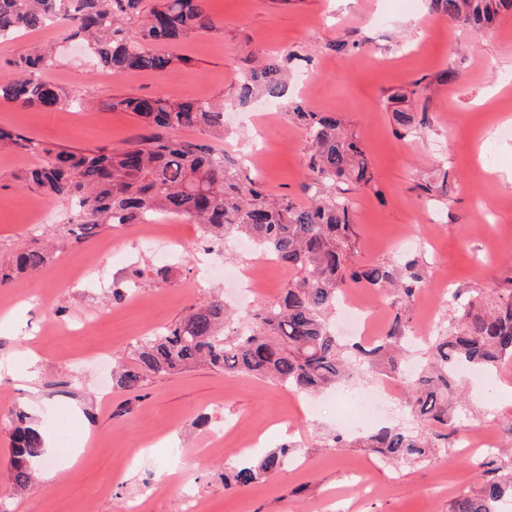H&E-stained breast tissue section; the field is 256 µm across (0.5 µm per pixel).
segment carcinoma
Returning <instances> with one entry per match:
<instances>
[{
  "label": "carcinoma",
  "mask_w": 512,
  "mask_h": 512,
  "mask_svg": "<svg viewBox=\"0 0 512 512\" xmlns=\"http://www.w3.org/2000/svg\"><path fill=\"white\" fill-rule=\"evenodd\" d=\"M429 10L475 31L490 28L512 13V0H427ZM58 25L66 39L85 42L105 70L129 75L162 71L172 57L154 46L176 42L213 28L206 0H0V39ZM58 56L53 46L39 47L7 62L0 74V100L20 107L50 109L72 103L76 90L49 83L44 75ZM285 60L268 57L242 73L234 102L283 96ZM114 110L133 114L152 130L121 150L69 149L0 128V146L43 159L16 179L47 198L69 204L70 235L99 224H145L153 217L175 215L200 226L203 236L221 244L230 234L247 236L256 250L294 272L277 301L255 314L244 328L226 332L228 312L221 298L190 306L179 321L141 337L133 362L116 385L138 390L150 377H163L199 362L215 370L270 380L297 393L326 389L350 377L353 369L402 371L401 342L407 325L396 319L381 340L362 347L344 344L327 322L328 315L352 283L372 287L401 281L406 299L415 295L422 274L415 261L397 270L364 267L353 261L352 204L345 185H367L372 176L362 142L333 113L313 112L302 103L290 116L307 134L309 181L302 191L307 206L292 199H271L257 178H241L236 161L216 155L210 139L224 134V104L202 99L171 100L162 95L112 99ZM190 129L191 140H172L163 132ZM51 261L44 247L23 244L11 262L0 265V286L41 271ZM494 301L470 300L458 306L461 329L434 336L427 343L431 361L412 378L416 416L437 428L425 435L398 427L382 428L363 440L387 462L418 464L447 446L454 420L449 395L457 369L493 373L512 359V279ZM9 438L12 483L26 486L44 455L45 438L17 408L0 421ZM292 444L284 443L255 463L233 466L224 487H246L282 470ZM478 487L466 489L449 503L448 512H496L512 501V459L494 456L479 464Z\"/></svg>",
  "instance_id": "1"
}]
</instances>
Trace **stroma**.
Wrapping results in <instances>:
<instances>
[{
	"instance_id": "stroma-1",
	"label": "stroma",
	"mask_w": 512,
	"mask_h": 512,
	"mask_svg": "<svg viewBox=\"0 0 512 512\" xmlns=\"http://www.w3.org/2000/svg\"><path fill=\"white\" fill-rule=\"evenodd\" d=\"M215 30L168 46L162 73L125 76L101 70L79 43L61 48L49 80L79 90L81 103L52 110L0 102V127L77 148H121L139 128L112 110L119 95L164 94L174 100L225 101L226 149L255 156L271 198L307 204L305 134L291 102L333 112L365 145L370 185L352 192L359 265L417 261L423 280L412 299L393 287L359 283L352 299L373 313L384 335L395 318L437 334L458 318L457 298L490 295L512 278V15L489 32L429 13L424 0H208ZM349 53L324 51L337 38ZM292 53L280 99L253 103L262 125L239 121L234 80L247 50ZM455 69V80L440 76ZM423 89L412 92L413 82ZM405 88V101L393 100ZM408 113L400 128L398 113ZM35 157L0 150V262L19 245L55 241L38 275L0 287L16 315L0 320V415L22 406L49 442L47 465L67 449L60 435L92 436L78 464L53 482L34 477L15 490L8 437L0 430V503L10 512H183L196 497L202 512H448L449 501L476 484L471 458L450 448L420 465H378L360 448L325 447L346 425L335 391L317 397L268 381L195 366L146 381L136 393L116 387L112 369L129 363L144 329L172 324L190 305L223 297L233 323L275 302L292 277L287 267L246 246L203 248L198 225L180 218L155 224L96 226L75 240L69 205L22 187L16 173ZM168 268L167 278L156 271ZM254 268L266 288L242 302L232 271ZM39 356L28 375L27 350ZM493 392L471 380L457 391V435L494 430L499 453L512 456V361L489 376ZM295 448L281 472L225 489L224 465L254 459L284 442Z\"/></svg>"
}]
</instances>
